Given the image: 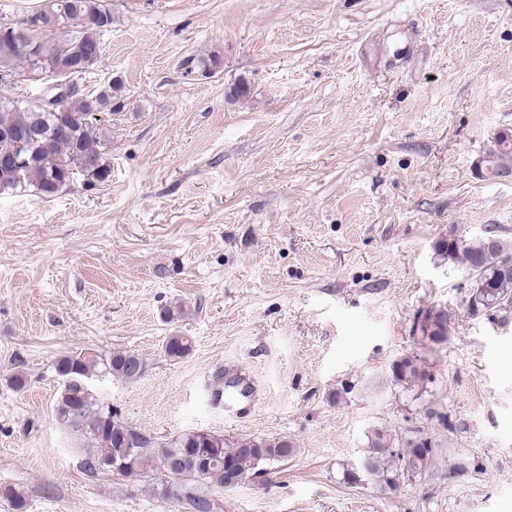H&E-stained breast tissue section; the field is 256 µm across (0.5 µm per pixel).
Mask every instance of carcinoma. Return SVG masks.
Listing matches in <instances>:
<instances>
[{
    "mask_svg": "<svg viewBox=\"0 0 512 512\" xmlns=\"http://www.w3.org/2000/svg\"><path fill=\"white\" fill-rule=\"evenodd\" d=\"M60 6L61 39L39 34L23 47L15 30L0 23V85L13 81L22 68L49 83L70 71L87 74L100 62L103 33L112 28V11L104 0H57ZM98 97L121 109L122 85L109 79L99 87L72 92L62 107L50 112L19 96L0 94V155L22 153L26 162L17 177L2 185L0 194L33 188L52 198L70 186L75 177L89 187L111 176L107 146L95 133L91 99ZM28 130L31 138L20 148L10 136ZM483 167L493 172H512V131H501L495 149L484 155ZM445 260L460 263L472 272L467 306L474 315L485 314L508 322L512 312V239L493 226L472 237L450 234L436 246ZM416 328L424 341L448 342L451 316L442 308H430L418 317ZM192 350L188 336L173 333L164 345L165 355L178 361ZM55 370L62 379L54 412L77 437L85 468L93 473H112L138 478L159 495L188 504L193 512H217L216 489H233L266 466L288 460L294 451L286 437L226 438L201 428L180 432L160 443L112 416L90 388L96 372H105L133 383L146 372L145 361L129 351H114L102 358L94 355L64 356ZM392 375L402 386L427 392L432 376L425 362L405 356L393 364ZM439 443L418 430L398 443L392 434L375 429L358 469L347 470V482L356 484L370 477L383 491H393L400 480L420 479L433 463ZM14 512H25L26 500L13 487L0 489Z\"/></svg>",
    "mask_w": 512,
    "mask_h": 512,
    "instance_id": "carcinoma-1",
    "label": "carcinoma"
}]
</instances>
